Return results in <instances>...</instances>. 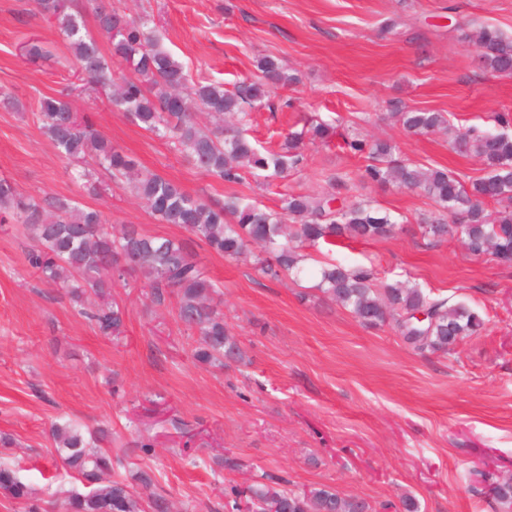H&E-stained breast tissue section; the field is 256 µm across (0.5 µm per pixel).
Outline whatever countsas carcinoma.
Segmentation results:
<instances>
[{"mask_svg": "<svg viewBox=\"0 0 512 512\" xmlns=\"http://www.w3.org/2000/svg\"><path fill=\"white\" fill-rule=\"evenodd\" d=\"M34 2L38 13L53 18L65 36L72 68L84 88L106 92L113 107L143 129L172 140L176 150L195 166L227 183H238L244 168L271 169L280 175L302 160V134L289 136L278 151L263 152L243 129L249 111L268 99L271 88L297 81L276 59L259 58L258 78L243 81L232 91L210 82L191 83L183 66L161 47L149 27L150 16L130 18L105 0H96L97 29L111 45L107 55L73 11V0ZM476 43L484 68L512 75V37L487 26L476 32ZM114 60L132 70L118 84L112 73ZM200 111L220 119L229 115L235 124L203 128L197 119ZM35 116L40 132L58 152L80 166V178L91 180L94 170L89 165L95 164L109 174L115 186L139 198L160 223L184 228L226 258L239 257L252 244L260 246L268 257L258 259L259 271L271 279L284 273L299 275V264L307 259L299 249L306 245L343 238L387 239L394 234L396 223L389 213L366 201L340 203L333 193L318 197L285 194L276 210L239 196L208 203L159 174L135 171V161L112 147L88 116L73 111L65 99L40 97ZM399 117L404 129L421 135L447 124L440 112H401ZM307 133L312 141L327 142L335 130L312 120ZM448 134L451 149L481 158L486 166L483 176L467 184L446 169L404 162L387 141L369 143L355 135L345 144L365 155L363 178L420 190L435 203L436 211L419 225L423 237H459L472 256L489 254L502 264H512V135L473 127ZM486 200L497 204L494 212L483 207ZM10 220L22 225L35 241L27 255L29 265L43 281L68 289L73 300H82L88 288L104 296L113 282L138 273L152 288L156 301L165 300L167 294L175 296L179 319L198 328L197 361L242 359V350L224 323V313L214 302L216 287L194 260L187 242L146 235L134 224L114 235L99 211L67 197L27 196L1 178L0 224ZM319 275L318 288L329 299L350 309L365 326L392 322L404 341L419 352L447 354L461 338L479 335L484 326L481 315L465 303L450 305L402 283L378 288L367 268L329 263L320 268ZM424 310L429 319L418 327L412 320ZM87 315L102 333L121 335L123 317L118 305L91 307ZM52 437L65 468V473L57 472L53 478L78 477L88 485L85 492H69L68 512H142L139 496L124 480L103 478L112 471V455L101 448L107 431L56 424ZM247 492L253 512H359L361 508L360 501L329 486L296 491L257 484L248 486ZM0 494L13 500L31 496L15 468L4 462H0Z\"/></svg>", "mask_w": 512, "mask_h": 512, "instance_id": "1", "label": "carcinoma"}]
</instances>
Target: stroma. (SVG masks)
<instances>
[{"instance_id":"1","label":"stroma","mask_w":512,"mask_h":512,"mask_svg":"<svg viewBox=\"0 0 512 512\" xmlns=\"http://www.w3.org/2000/svg\"><path fill=\"white\" fill-rule=\"evenodd\" d=\"M130 15L153 14L162 45L190 78L233 89L257 79L256 61L278 58L296 83L285 107L252 110L250 138L279 149L314 117L367 140H387L407 162L484 175L478 158L448 146L444 133L406 132L395 115L444 113L451 124L512 134V75L483 68L462 31L482 25L512 36V0H111ZM41 42L46 57L24 56ZM55 21L33 0H0V178L35 197L67 196L99 210L112 230L190 240L162 224L131 193L98 195L74 182L41 134L39 97L68 96L100 135L139 169L194 196L243 197L277 208L285 193L335 191L345 203L374 201L398 220L394 236L342 239L308 248L304 273H260L259 246L236 259L190 241L222 291L224 321L243 351L223 366L198 362L197 329L175 299L154 301L142 277L116 285L123 311L112 338L61 288L39 282L23 228L0 224V461L17 470L36 500L56 491L51 427L78 422L109 431L112 475L143 490L144 512L164 499L170 512H235L234 490L255 482L294 490L327 485L366 500L373 512H503L492 489L512 477V266L470 255L460 241L424 238V194L362 179L363 157L338 139L309 144L283 176L246 170L230 184L207 175L167 140L142 129L104 99L72 94L77 76ZM373 270L376 286L406 281L484 320L480 335L452 354L413 350L391 324L363 326L317 289L325 263ZM151 451L134 447L136 432Z\"/></svg>"}]
</instances>
